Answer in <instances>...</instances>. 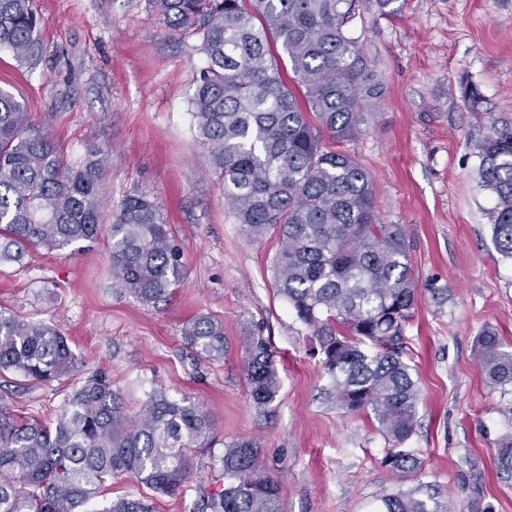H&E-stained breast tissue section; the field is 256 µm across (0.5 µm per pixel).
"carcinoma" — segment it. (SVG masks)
<instances>
[{"label":"carcinoma","instance_id":"1","mask_svg":"<svg viewBox=\"0 0 512 512\" xmlns=\"http://www.w3.org/2000/svg\"><path fill=\"white\" fill-rule=\"evenodd\" d=\"M174 30L201 35L206 59L191 101L199 143L224 180V196L251 239L275 234L273 284L310 332L342 407L378 424L391 445L382 464L400 482L418 460L401 448L415 433L420 390L407 361L406 328L417 285L405 228L383 224L369 175L353 156L330 148L374 123L384 84L347 25L356 0H152ZM281 45L301 95L285 83L272 47ZM0 47L21 62L42 55L34 0H0ZM482 187L498 250L512 259V130L492 128L479 143ZM105 160L93 152L72 166L35 129L24 103L0 90V265L29 251H62L96 239ZM115 284L141 304L169 296L182 255L161 206L127 196L110 224ZM184 345L202 360L224 357V325L199 316ZM244 371L256 409L281 388L276 351L258 328L242 336ZM486 383L512 386V350L493 330L477 337ZM51 383L79 373L54 325L0 311V373ZM214 424L189 398L146 396L130 418L103 371L83 374L50 424L0 401V512H89L114 475L129 473L155 493L173 494L209 448ZM256 443L224 445V488L201 491L193 512H278V484L258 466ZM512 477V436L498 446ZM95 512H152L120 498ZM378 512H451L420 488L380 497Z\"/></svg>","mask_w":512,"mask_h":512}]
</instances>
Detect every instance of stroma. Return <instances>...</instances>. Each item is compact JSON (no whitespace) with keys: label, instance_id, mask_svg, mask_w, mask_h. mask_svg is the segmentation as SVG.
I'll return each instance as SVG.
<instances>
[{"label":"stroma","instance_id":"1","mask_svg":"<svg viewBox=\"0 0 512 512\" xmlns=\"http://www.w3.org/2000/svg\"><path fill=\"white\" fill-rule=\"evenodd\" d=\"M398 14L361 9L351 22L384 82L376 122L343 149L369 174L382 223L406 229L418 304L407 329L421 393L419 427L405 448L452 512H512V478L497 449L512 433V394L488 387L476 340L494 329L512 345V259L492 242L493 205L478 142L512 128V0H399ZM43 53L34 64L0 49V88L27 106L70 163L102 152L100 196L112 215L128 195L157 198L182 253L173 294L143 306L115 285L111 240L31 250L0 266V309L57 325L82 370H105L127 410L148 393L198 402L214 422L210 448L172 495L113 479L107 499L151 500L190 512L201 490L222 489L225 444L254 441L259 467L280 486V512H375L397 485L381 460L376 424L329 398L330 378L310 334L273 286L279 239H248L224 183L196 138L191 101L205 61L200 38L170 29L151 0H35ZM482 97L471 107L465 87ZM224 324L223 359L195 358L182 339L198 316ZM260 327L277 352L281 389L253 405L241 336ZM71 378L43 384L0 374V399L47 421Z\"/></svg>","mask_w":512,"mask_h":512}]
</instances>
